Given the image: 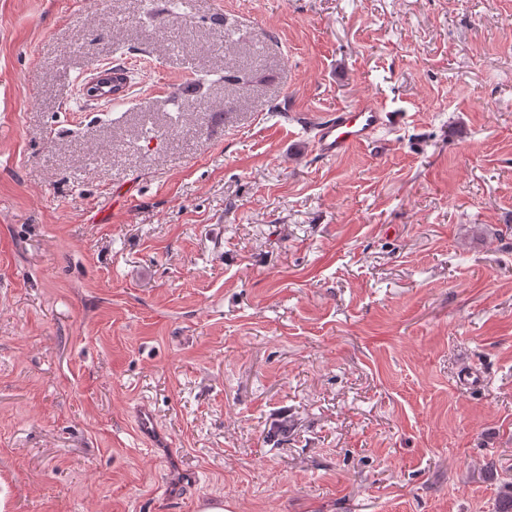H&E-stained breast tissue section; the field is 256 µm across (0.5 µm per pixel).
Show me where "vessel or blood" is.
<instances>
[{
	"label": "vessel or blood",
	"instance_id": "vessel-or-blood-1",
	"mask_svg": "<svg viewBox=\"0 0 512 512\" xmlns=\"http://www.w3.org/2000/svg\"><path fill=\"white\" fill-rule=\"evenodd\" d=\"M400 119V114L387 111L381 101L366 100L318 122L313 146L323 157L339 158L353 148L369 144L382 129Z\"/></svg>",
	"mask_w": 512,
	"mask_h": 512
}]
</instances>
